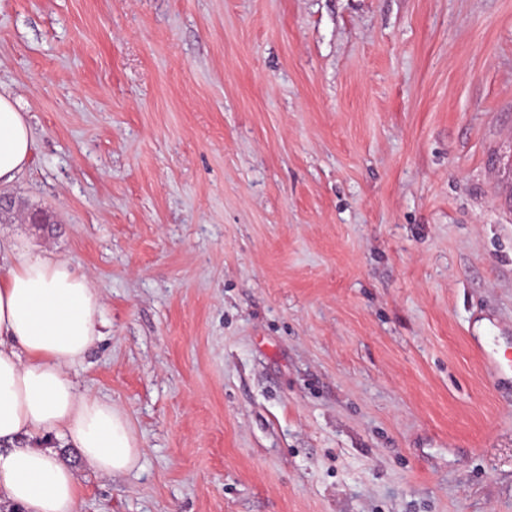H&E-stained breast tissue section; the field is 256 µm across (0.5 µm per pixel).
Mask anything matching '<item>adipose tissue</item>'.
I'll list each match as a JSON object with an SVG mask.
<instances>
[{
    "label": "adipose tissue",
    "mask_w": 512,
    "mask_h": 512,
    "mask_svg": "<svg viewBox=\"0 0 512 512\" xmlns=\"http://www.w3.org/2000/svg\"><path fill=\"white\" fill-rule=\"evenodd\" d=\"M32 146L15 100L0 93V185L29 164ZM102 309L70 261L22 237L0 240V503L14 512H80L76 474L50 437L107 476L140 459L128 415L73 374L101 336Z\"/></svg>",
    "instance_id": "ef3b65f1"
}]
</instances>
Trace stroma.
<instances>
[{
	"mask_svg": "<svg viewBox=\"0 0 512 512\" xmlns=\"http://www.w3.org/2000/svg\"><path fill=\"white\" fill-rule=\"evenodd\" d=\"M0 90L142 445L82 512H512V0H0ZM486 342L482 343L481 353L485 360L488 370L493 375L505 374L508 370L512 372V360L501 356L497 350L496 336H488Z\"/></svg>",
	"mask_w": 512,
	"mask_h": 512,
	"instance_id": "obj_1",
	"label": "stroma"
}]
</instances>
